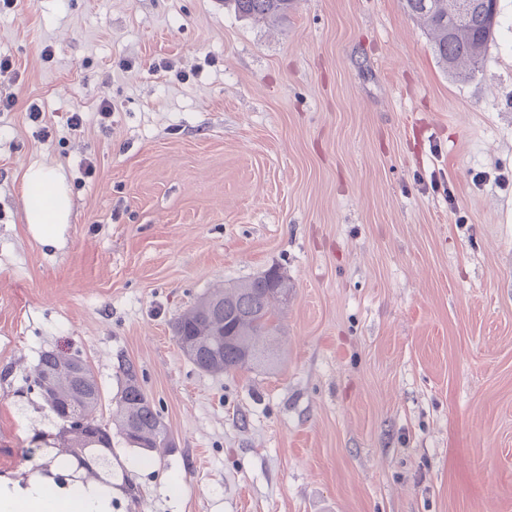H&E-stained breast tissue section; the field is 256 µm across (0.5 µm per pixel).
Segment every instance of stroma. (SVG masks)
I'll use <instances>...</instances> for the list:
<instances>
[{
	"instance_id": "stroma-1",
	"label": "stroma",
	"mask_w": 512,
	"mask_h": 512,
	"mask_svg": "<svg viewBox=\"0 0 512 512\" xmlns=\"http://www.w3.org/2000/svg\"><path fill=\"white\" fill-rule=\"evenodd\" d=\"M4 55L0 477L57 429L30 377L53 349L104 416L133 364L168 426L161 454L113 436L112 512H512V0L465 81L403 0H14ZM34 161L72 193L53 245ZM273 267L281 364L198 370L175 318ZM227 3L243 17L276 21L286 15L293 0H225ZM24 223L41 244L54 243L71 223L72 199L63 173L56 167L32 162L21 173Z\"/></svg>"
}]
</instances>
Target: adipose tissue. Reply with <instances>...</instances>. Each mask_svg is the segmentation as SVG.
<instances>
[{
    "label": "adipose tissue",
    "instance_id": "1",
    "mask_svg": "<svg viewBox=\"0 0 512 512\" xmlns=\"http://www.w3.org/2000/svg\"><path fill=\"white\" fill-rule=\"evenodd\" d=\"M24 222L41 244L54 243L72 217L70 188L63 173L32 162L21 173ZM0 512H112V489L99 482L55 486L42 473L25 484L0 481Z\"/></svg>",
    "mask_w": 512,
    "mask_h": 512
}]
</instances>
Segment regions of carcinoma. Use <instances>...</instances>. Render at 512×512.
<instances>
[{
	"mask_svg": "<svg viewBox=\"0 0 512 512\" xmlns=\"http://www.w3.org/2000/svg\"><path fill=\"white\" fill-rule=\"evenodd\" d=\"M246 18L276 21L291 8L293 0H225ZM406 10L422 22L432 41L436 56L455 77L470 78L485 59L476 54L488 49L493 39L484 0H470L466 12L457 14L454 0H404ZM271 282L266 274L243 281L235 288L216 286L175 321V338L184 355L201 371L222 375L243 368V359L256 357L257 367H273L278 361L276 338L282 308L276 303L274 289H288V278L276 273ZM76 353L43 351L33 370V383L51 377L52 389L41 393L44 406L61 425L74 407L79 406L86 427L75 442L83 448L79 454L68 451L77 468L90 477L112 470V432L125 444L142 451L168 447L166 428L160 412L139 384L133 365L123 367L120 395L109 418L99 415L102 390L92 367Z\"/></svg>",
	"mask_w": 512,
	"mask_h": 512,
	"instance_id": "cac0c4a2",
	"label": "carcinoma"
}]
</instances>
